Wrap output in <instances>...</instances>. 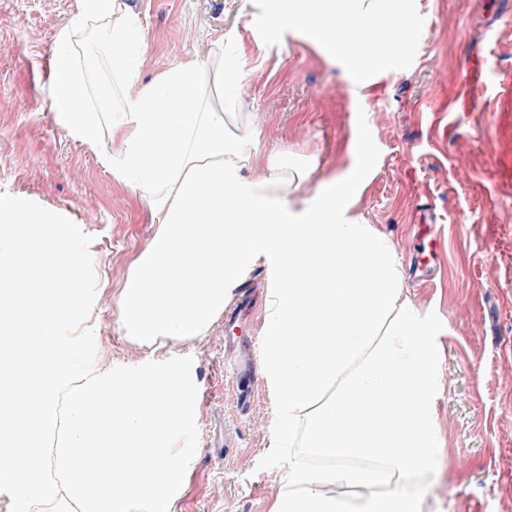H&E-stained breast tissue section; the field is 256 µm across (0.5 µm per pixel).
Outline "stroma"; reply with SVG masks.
<instances>
[{"label": "stroma", "instance_id": "1", "mask_svg": "<svg viewBox=\"0 0 512 512\" xmlns=\"http://www.w3.org/2000/svg\"><path fill=\"white\" fill-rule=\"evenodd\" d=\"M144 45L142 80L186 56L210 61L216 37L238 62V109L261 131L266 154L303 164L315 191L346 169L365 139L377 170L356 213L389 236L403 258L404 286L441 330L437 373L440 475L422 480L439 512H512V101L496 95L512 71V0H400L409 16L403 48L356 86L300 32L269 41L276 0H132ZM81 0H0V193L62 211L93 236L97 274L91 321L98 357L138 366L146 352L121 329L117 297L154 236L147 207L103 165L109 138L91 147L54 120L48 76L64 59L93 101L118 98L119 79L90 58L98 27L67 49L59 30ZM466 167H458L459 158ZM436 224L440 262L425 267L415 230ZM245 320L218 321L207 336L168 344L157 360L189 356L198 388L199 452L174 512H267L276 463L266 453L272 402L260 372L241 376L228 342L260 344L269 271L254 264ZM257 397L240 411V387ZM233 453L210 456L215 421Z\"/></svg>", "mask_w": 512, "mask_h": 512}]
</instances>
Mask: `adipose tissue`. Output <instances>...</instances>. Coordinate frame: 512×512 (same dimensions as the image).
<instances>
[{
    "instance_id": "adipose-tissue-1",
    "label": "adipose tissue",
    "mask_w": 512,
    "mask_h": 512,
    "mask_svg": "<svg viewBox=\"0 0 512 512\" xmlns=\"http://www.w3.org/2000/svg\"><path fill=\"white\" fill-rule=\"evenodd\" d=\"M93 24L106 29L122 81L116 107L94 106L64 62L49 95L57 124L83 143L109 132L116 149L105 163L158 226L120 290L122 330L149 346L202 338L264 263L260 368L280 472L268 512H431L417 485L439 452V331L407 294L393 241L351 214L374 169L369 154L357 151L316 199L303 197L307 172L264 155L253 123L234 117L237 69L224 64L223 38L211 62L188 57L145 83L131 59L143 30L129 0H87L58 44ZM406 27L382 0H297L267 34L304 31L360 82ZM366 35L378 49L368 64L352 52ZM329 484L357 493L337 497Z\"/></svg>"
}]
</instances>
